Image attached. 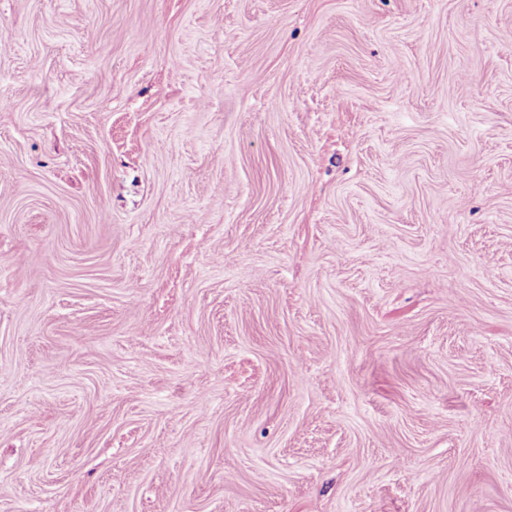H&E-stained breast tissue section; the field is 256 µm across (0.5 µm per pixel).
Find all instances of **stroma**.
I'll use <instances>...</instances> for the list:
<instances>
[{"instance_id": "35a3bbf8", "label": "stroma", "mask_w": 512, "mask_h": 512, "mask_svg": "<svg viewBox=\"0 0 512 512\" xmlns=\"http://www.w3.org/2000/svg\"><path fill=\"white\" fill-rule=\"evenodd\" d=\"M0 512H512V0H0Z\"/></svg>"}]
</instances>
